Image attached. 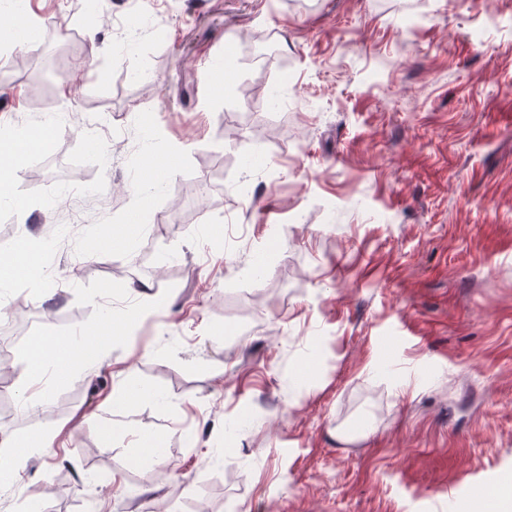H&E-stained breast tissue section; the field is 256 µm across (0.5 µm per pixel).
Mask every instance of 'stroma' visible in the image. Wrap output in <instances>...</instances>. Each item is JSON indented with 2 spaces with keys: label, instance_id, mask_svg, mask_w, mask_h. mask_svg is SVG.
<instances>
[{
  "label": "stroma",
  "instance_id": "1",
  "mask_svg": "<svg viewBox=\"0 0 512 512\" xmlns=\"http://www.w3.org/2000/svg\"><path fill=\"white\" fill-rule=\"evenodd\" d=\"M95 1L22 0L39 46L0 49V121L56 129L6 175L27 223L0 204V251L29 236L46 275L0 282L28 322L0 432L64 443L0 512H459L512 484V0ZM108 311L101 361L24 411L30 342Z\"/></svg>",
  "mask_w": 512,
  "mask_h": 512
}]
</instances>
